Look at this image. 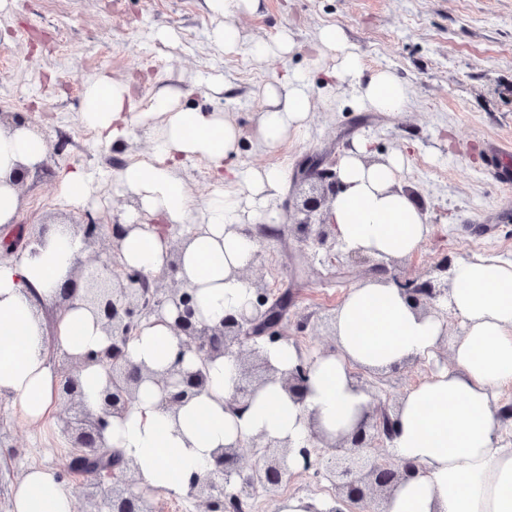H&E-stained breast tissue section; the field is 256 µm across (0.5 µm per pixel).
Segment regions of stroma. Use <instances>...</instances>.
<instances>
[{
  "label": "stroma",
  "instance_id": "obj_1",
  "mask_svg": "<svg viewBox=\"0 0 512 512\" xmlns=\"http://www.w3.org/2000/svg\"><path fill=\"white\" fill-rule=\"evenodd\" d=\"M232 19L242 44L228 52L209 38L214 21L205 0H0V121L23 115L47 145L42 168L19 189L25 236L50 224L121 220L135 205L113 192L112 176L150 155L145 127L105 146L80 120L85 86L103 74L133 81L145 103L178 89L180 107L224 112L242 131L234 164L281 170L280 208L301 192L296 173L306 158L333 162L361 137L370 140L372 159L404 153L403 181L415 188L433 232L400 258L403 277H433L445 258H512V0H260L258 9H237ZM328 25L342 29L366 73L385 70L408 87L404 111L362 109L351 88H324L322 69L338 55L318 57L311 46ZM284 33L291 50L261 62L251 57L253 42L273 44ZM288 71L310 84L309 116L300 135L265 151L256 138L262 93ZM74 169L92 187L79 210L59 193ZM251 229L263 254L254 275L273 292H293L283 336L306 353L333 347L321 319L350 288L375 278L371 263L325 262L323 252L297 241L286 220ZM430 370L409 362L366 374L374 405L393 406ZM69 455L56 419L29 424L11 401L0 400V512H8L31 464L54 471L84 506L83 486L67 473Z\"/></svg>",
  "mask_w": 512,
  "mask_h": 512
}]
</instances>
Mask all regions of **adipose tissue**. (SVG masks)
I'll return each instance as SVG.
<instances>
[{"mask_svg": "<svg viewBox=\"0 0 512 512\" xmlns=\"http://www.w3.org/2000/svg\"><path fill=\"white\" fill-rule=\"evenodd\" d=\"M258 0H206L219 22L214 42L232 51L241 43L232 21L240 3ZM321 45L341 53L332 80L357 87L361 108L400 112L410 91L392 73L365 76L357 53L334 25L320 30ZM177 92L155 96L139 110L131 84L101 76L85 89L81 120L102 142L128 136L134 123H150L149 161L135 162L114 175L115 193L137 198L129 213L130 232L122 242L125 266L157 274L167 264V230L192 226L176 277L193 289L201 319L219 322L248 307L253 290L239 273L251 266L258 242L243 227L265 216L276 222L270 200L283 177L278 168H229L236 154L238 127L220 112H199L176 105ZM258 125L262 149H276L299 133L307 118L310 94L304 76L285 75L266 87ZM47 152L42 136L24 127H0V228L15 223L20 207L11 178L19 167L34 168ZM368 140L352 143L338 161L343 185L328 218L337 241L350 250L404 257L428 237L431 228L415 192L402 182L403 156L366 164ZM205 161L216 183H233L196 204L176 170L182 161ZM85 256L83 241L63 224L48 225L35 252L0 261V397L18 405L37 425L59 406L60 379L54 357L105 349L106 336L81 299L62 306L56 335L48 337L40 307L58 301ZM445 300L461 322L449 333L437 317L419 314L394 281H368L351 288L336 311V349L315 354L302 399L272 381L246 399L241 412L227 403L236 393L239 371L228 357L211 363L206 388L178 411L161 403L152 384L144 386L123 416L111 418L104 432L107 447L136 466L137 487L186 495L193 479L211 472L215 449L255 436L310 445L312 431L336 438L351 434L372 404L354 372L388 371L409 361H427L448 349L451 363L409 389L399 403L390 454L397 465L414 467L412 477L394 488L386 512H512V440L503 438L497 395L512 384V262L493 256L461 257L452 270ZM183 356V337L157 317L142 322L129 341L127 359L163 370ZM10 512H75L74 498L54 474L29 467L13 491Z\"/></svg>", "mask_w": 512, "mask_h": 512, "instance_id": "obj_1", "label": "adipose tissue"}]
</instances>
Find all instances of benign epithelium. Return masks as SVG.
Wrapping results in <instances>:
<instances>
[{"label": "benign epithelium", "mask_w": 512, "mask_h": 512, "mask_svg": "<svg viewBox=\"0 0 512 512\" xmlns=\"http://www.w3.org/2000/svg\"><path fill=\"white\" fill-rule=\"evenodd\" d=\"M304 180L310 183V190L296 205L297 212L303 215L294 222L297 240L324 250L326 258L336 263L341 253L336 251V236L327 220L330 204L341 190L336 171L323 167L320 160H313L305 170ZM82 230L86 246L105 242L108 252L79 261L63 297L71 299L78 288H83L82 300L99 319L111 344L103 352H89L80 357L65 355L58 359L59 393L65 404L59 415V426L75 450L68 473L86 487L85 507L80 512H158L157 493L135 490L133 462L105 451L102 433L108 418L122 415L147 381L164 393L168 408L178 410L204 390L206 365L225 356L235 358L239 366L238 397L246 398L276 379L292 397L302 398L308 369L298 365L289 371H279L262 356L261 345L255 342L263 336L276 338L292 295L286 290L270 299L271 289L265 280L250 276L245 269L241 276L256 296L253 309L208 324L198 318L192 292L177 287L176 272L187 234L170 243L165 270L151 275L127 268L116 272L122 240L132 227L117 223L84 224ZM393 280L425 316H437L438 301L448 295V281L440 277L420 282L395 276ZM168 305L176 310L168 326L176 335L186 338V348L198 357L201 367L192 371L184 369L181 356L161 372L128 363L126 348L142 321L151 315L162 316ZM93 363L105 366L109 376V385L103 391L96 413L83 404L75 376L81 366ZM393 433L394 419L390 411L372 407L349 436L329 439L312 434L317 445L299 449L304 459L302 470L311 469L316 462L321 464L329 477L337 479L336 495L353 507L354 512H385L378 508V501H386L394 486L410 476L411 469L365 458L359 452L378 440H391ZM250 447L263 449L261 457L251 463L244 461L242 444H230L214 452L217 471L190 487L189 497L196 501L199 512H244V500L259 488L272 500L278 497L284 479L293 474L292 443L256 437L251 439ZM233 475L239 479V488L228 492L224 483Z\"/></svg>", "instance_id": "benign-epithelium-1"}]
</instances>
